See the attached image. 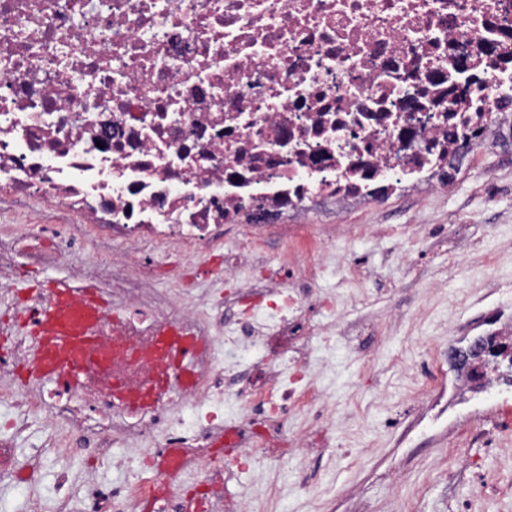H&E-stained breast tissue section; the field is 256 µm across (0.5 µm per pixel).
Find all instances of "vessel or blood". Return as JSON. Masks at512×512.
Masks as SVG:
<instances>
[{
    "mask_svg": "<svg viewBox=\"0 0 512 512\" xmlns=\"http://www.w3.org/2000/svg\"><path fill=\"white\" fill-rule=\"evenodd\" d=\"M102 314L103 305L96 289L76 290L64 284L52 289L37 320L39 335L34 363L38 376L72 375L80 371L88 354L99 345L96 328ZM155 343L147 385L133 392L123 379L112 380L113 398L135 413L155 405L162 390L188 388L193 378L192 360L201 350L199 341L175 327L159 328Z\"/></svg>",
    "mask_w": 512,
    "mask_h": 512,
    "instance_id": "vessel-or-blood-1",
    "label": "vessel or blood"
}]
</instances>
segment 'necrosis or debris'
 I'll list each match as a JSON object with an SVG mask.
<instances>
[{
  "label": "necrosis or debris",
  "mask_w": 512,
  "mask_h": 512,
  "mask_svg": "<svg viewBox=\"0 0 512 512\" xmlns=\"http://www.w3.org/2000/svg\"><path fill=\"white\" fill-rule=\"evenodd\" d=\"M512 130V0H0V194L34 198L74 224H18L0 233V296L13 286L17 237L26 257L93 271L117 308L104 343L145 349L160 323L192 326L197 305H159L156 253L224 249L218 275L236 273L263 233L333 246L356 232L346 214L398 194L446 190L462 146H494ZM336 209L337 228L310 212ZM235 247L225 250V236ZM112 246L102 258L97 244ZM299 295L254 313L244 327L310 338ZM181 407L156 406L140 447L204 448L224 432V335L208 337ZM144 360L91 356L88 387L56 383L45 409L47 449L117 455L125 428L113 377L140 385ZM79 402L104 428L59 434ZM136 474L86 486L85 512H135L164 482Z\"/></svg>",
  "instance_id": "necrosis-or-debris-1"
}]
</instances>
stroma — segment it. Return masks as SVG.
<instances>
[{
    "instance_id": "obj_1",
    "label": "stroma",
    "mask_w": 512,
    "mask_h": 512,
    "mask_svg": "<svg viewBox=\"0 0 512 512\" xmlns=\"http://www.w3.org/2000/svg\"><path fill=\"white\" fill-rule=\"evenodd\" d=\"M69 221L39 200L0 196L1 229ZM347 221L371 230L337 238L318 258L326 279L300 291L308 320L332 339L313 337L308 356L288 366L303 392L277 414L267 402L280 382L274 340L241 335L240 327L275 300L268 273L291 261L287 245L265 232L263 249L221 283L200 275L204 256L157 272L161 296L192 287L222 311L225 334L238 338L224 361L232 371L224 425L240 438L206 450L225 468V501L246 500L251 512H512V369L487 370V390L454 397L453 349L493 327L475 311L448 306L449 297L469 293L512 317V154L479 156L440 194L397 198L381 214L358 211ZM457 236L478 250L455 251ZM16 262L24 298L70 277L62 266L33 267L21 255ZM42 426L31 417L11 447H0V512L53 510L56 455L17 468ZM319 429L330 446L302 447ZM248 447L273 449L288 464L235 466ZM207 483L204 472L184 470L137 512H164L171 499L179 512H211Z\"/></svg>"
}]
</instances>
